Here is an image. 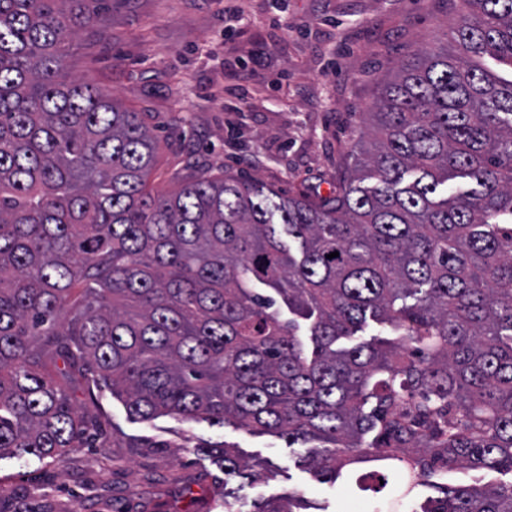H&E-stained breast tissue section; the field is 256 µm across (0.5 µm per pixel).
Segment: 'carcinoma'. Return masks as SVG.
I'll return each mask as SVG.
<instances>
[{"label": "carcinoma", "instance_id": "carcinoma-1", "mask_svg": "<svg viewBox=\"0 0 512 512\" xmlns=\"http://www.w3.org/2000/svg\"><path fill=\"white\" fill-rule=\"evenodd\" d=\"M105 2L0 0V458L97 447L67 391L91 381L135 421L317 442L298 463L320 483L380 463L416 498L439 469L498 472L420 510L512 512V79L480 64L512 69V0H463L454 51L381 86L317 199L230 175L153 190L157 135L65 62ZM369 320L394 339L336 347ZM201 448L226 478L262 476Z\"/></svg>", "mask_w": 512, "mask_h": 512}]
</instances>
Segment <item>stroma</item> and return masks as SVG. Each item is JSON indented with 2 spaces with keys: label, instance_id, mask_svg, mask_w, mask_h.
I'll return each mask as SVG.
<instances>
[{
  "label": "stroma",
  "instance_id": "1",
  "mask_svg": "<svg viewBox=\"0 0 512 512\" xmlns=\"http://www.w3.org/2000/svg\"><path fill=\"white\" fill-rule=\"evenodd\" d=\"M107 0L103 28L70 39L69 68L141 113L160 139L152 184L173 192L189 176L231 174L281 192L327 196L349 164L359 114L397 66L458 16L454 0ZM258 62L262 82L242 84ZM104 445L66 462L0 459V512H224L211 496L220 470L197 455L203 442L237 445L274 480L244 485L246 500L299 491L325 512L343 500L363 512H412L401 480L380 492L321 484L285 441L232 427L161 417L129 419L109 389L78 388Z\"/></svg>",
  "mask_w": 512,
  "mask_h": 512
}]
</instances>
